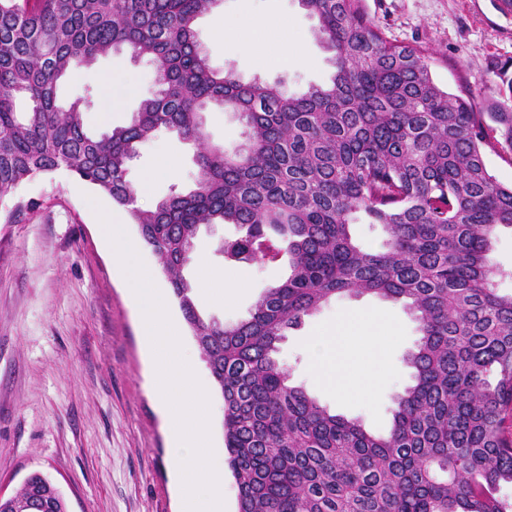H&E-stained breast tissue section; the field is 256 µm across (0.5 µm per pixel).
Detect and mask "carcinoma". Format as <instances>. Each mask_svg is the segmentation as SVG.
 <instances>
[{"instance_id": "obj_1", "label": "carcinoma", "mask_w": 512, "mask_h": 512, "mask_svg": "<svg viewBox=\"0 0 512 512\" xmlns=\"http://www.w3.org/2000/svg\"><path fill=\"white\" fill-rule=\"evenodd\" d=\"M359 0H300L334 52L325 86L290 94L213 69L197 20L217 0H0V200L66 171L128 212L156 255L223 402L222 434L239 512H512V294L490 259L512 227V186L489 173L484 147L512 154V60L493 67L500 98L485 112L432 79L428 52L397 44ZM127 50L154 66L156 88L131 122L94 133L68 75ZM239 114L245 141L211 147L203 111ZM173 131L196 148L200 177L152 208L127 179L139 147ZM382 227L379 250L351 226ZM243 229L229 260L288 256L249 317H204L184 275L201 227ZM403 302L420 336L412 383L375 434L292 385L276 357L290 329L340 295ZM33 473L0 512H30Z\"/></svg>"}]
</instances>
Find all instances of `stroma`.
Listing matches in <instances>:
<instances>
[{
	"label": "stroma",
	"mask_w": 512,
	"mask_h": 512,
	"mask_svg": "<svg viewBox=\"0 0 512 512\" xmlns=\"http://www.w3.org/2000/svg\"><path fill=\"white\" fill-rule=\"evenodd\" d=\"M360 9L388 40L429 50L432 77L442 89L470 98L479 112L498 99L491 67L512 59V13L503 12L498 0H360ZM219 17L230 21L223 36L214 29ZM252 17L264 20V27L249 25ZM317 25L299 0H220L199 18L197 31L213 68L298 94L327 84L334 72L329 52L314 36ZM290 43L303 47L304 59L284 67L280 61ZM154 79L148 58L123 51L82 70L60 95L90 92L83 119L101 131L129 123ZM204 129L211 142L228 150L243 140V126L231 111L206 112ZM162 157L169 168L158 169ZM198 174L191 149L165 131L140 147L128 170L133 185L148 186L139 202L143 209L171 188L192 187ZM18 195L37 207L10 224L12 203L0 202V491L13 493L27 474L39 471L58 486L69 512H182L167 428L146 378L130 285L96 210L104 208L134 240L136 225L106 194L65 172L38 175ZM236 234L231 224L204 227L194 246L196 256L225 280L243 285L226 303L214 295L197 299L201 313L227 323L247 318L263 287L288 272L284 262L224 260L219 246ZM362 309L379 313L394 333L381 355L363 361L380 373L378 386L339 398L315 374L305 343ZM169 312L185 355L196 360L197 376L210 393L213 451L226 457L222 401L177 304ZM418 337V324L402 303L339 296L289 330L278 358L292 383L331 411L382 433L391 424L394 397L411 382L405 356Z\"/></svg>",
	"instance_id": "35a3bbf8"
}]
</instances>
